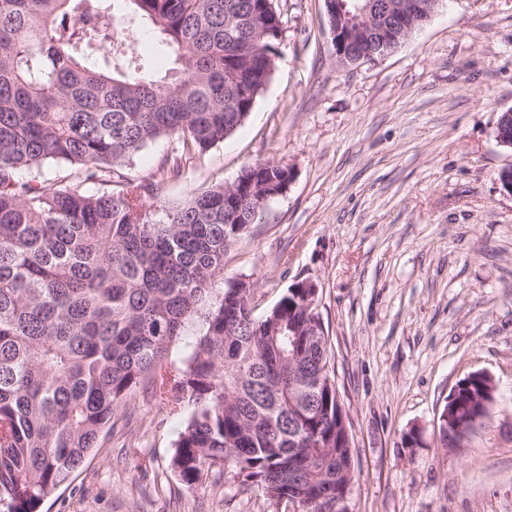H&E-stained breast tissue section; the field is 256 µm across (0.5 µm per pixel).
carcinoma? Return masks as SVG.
Segmentation results:
<instances>
[{
  "instance_id": "1",
  "label": "carcinoma",
  "mask_w": 512,
  "mask_h": 512,
  "mask_svg": "<svg viewBox=\"0 0 512 512\" xmlns=\"http://www.w3.org/2000/svg\"><path fill=\"white\" fill-rule=\"evenodd\" d=\"M0 0V505L39 512L99 444L138 385L194 406L173 463L188 484L236 471L288 512H325L317 489L353 477L351 440L329 369L320 292L292 284L262 318L249 278L225 288L224 255L283 189L284 165L245 167L237 184L162 206L163 180L123 170L148 143L182 158L246 119L276 67L275 0ZM149 24L174 48L155 76L130 51ZM78 167L114 192L52 187L20 173ZM197 331L179 367L169 348ZM442 444L490 417L493 378L457 384Z\"/></svg>"
}]
</instances>
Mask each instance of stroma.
Returning a JSON list of instances; mask_svg holds the SVG:
<instances>
[{
    "instance_id": "stroma-1",
    "label": "stroma",
    "mask_w": 512,
    "mask_h": 512,
    "mask_svg": "<svg viewBox=\"0 0 512 512\" xmlns=\"http://www.w3.org/2000/svg\"><path fill=\"white\" fill-rule=\"evenodd\" d=\"M275 73L244 123L165 182L182 199L277 161L293 179L224 256L254 283L255 316L296 281L318 306L352 436L351 512H512V165L495 126L512 109V0H440L389 55L343 64L324 0H277ZM171 137L127 164L158 177ZM491 375L487 423L438 441L458 381ZM191 405L135 389L111 431L41 512H276L234 471L186 484L172 463ZM415 431L408 447L402 434Z\"/></svg>"
}]
</instances>
